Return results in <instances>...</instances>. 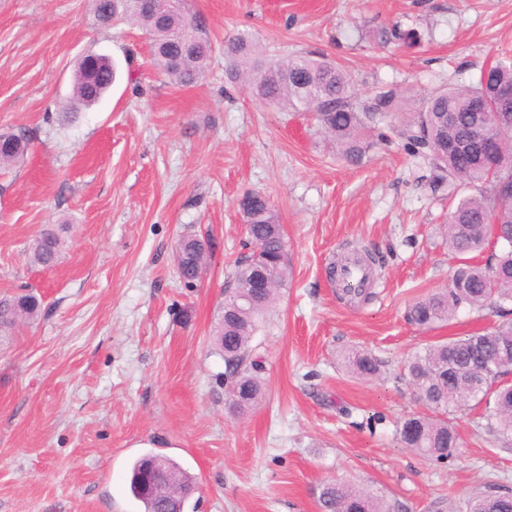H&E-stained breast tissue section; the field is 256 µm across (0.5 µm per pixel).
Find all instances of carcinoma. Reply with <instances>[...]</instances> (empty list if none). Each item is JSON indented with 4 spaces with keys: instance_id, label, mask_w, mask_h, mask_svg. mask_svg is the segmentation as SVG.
I'll return each instance as SVG.
<instances>
[{
    "instance_id": "cac0c4a2",
    "label": "carcinoma",
    "mask_w": 512,
    "mask_h": 512,
    "mask_svg": "<svg viewBox=\"0 0 512 512\" xmlns=\"http://www.w3.org/2000/svg\"><path fill=\"white\" fill-rule=\"evenodd\" d=\"M96 20L108 24L125 17L133 19L152 40L153 63L177 85L201 78L212 52L203 22L190 14L183 0H156L155 10L144 14L139 0H96ZM401 41L409 47L419 42L418 33L383 30L380 40ZM226 70L230 81H243L261 104L280 112H309L320 133L347 162L362 163L372 147L368 122L385 116L393 108L395 93L384 92L372 105L358 107L348 74L323 55H300L278 61L264 54L262 46L247 33L224 41ZM113 75L104 66L80 61L75 72L74 93L69 112L98 102L112 87ZM512 85V60L499 61L480 73L468 86H453L428 97L414 118L401 126L408 147L430 164L433 181L448 184V192L460 186L474 189L461 197L448 213L444 226L448 251L463 256L493 248L483 266L464 263L455 271L448 287L414 302L407 319L422 328L451 320L462 307L483 310L491 305L497 312L512 304V166L490 167L476 144L496 140L501 150L512 152V112L495 100V88ZM478 97L486 100L482 113L474 111ZM25 131L0 135V167L11 165L24 153ZM243 218L250 225L255 251L240 258L233 288L224 299V309L213 329V343L224 358L230 406L239 414L252 409L261 398L260 361L251 357V342L264 327L266 316L281 290L288 287L291 269L288 252L280 247L282 224L276 209L260 193H249ZM62 241L54 229H46L31 248L29 260L51 267L58 260ZM197 236H188L177 251L181 276L189 280L202 271L206 253ZM261 278L266 287L255 288ZM39 302L24 294L0 301V327H11L20 318L37 314ZM480 353L488 361L484 372L473 374L462 367ZM345 370L359 378L380 373L378 359L354 347L340 355ZM512 372V323L492 327L460 341L431 344L409 359L407 376L419 399L442 418L416 416L397 429L406 448L430 458L444 460L458 446V437L443 416L472 405L489 409L488 428L498 436L512 437V383L504 376ZM159 458L148 454L132 468L130 492L144 512H183L185 500L168 502L143 486L145 465ZM160 467L172 488L179 489L194 479L173 459L162 457ZM320 512H398L384 498L334 480L319 487ZM467 512H512V499L489 501L480 496L468 500Z\"/></svg>"
}]
</instances>
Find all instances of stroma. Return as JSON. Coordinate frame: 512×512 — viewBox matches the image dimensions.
<instances>
[{"instance_id":"stroma-1","label":"stroma","mask_w":512,"mask_h":512,"mask_svg":"<svg viewBox=\"0 0 512 512\" xmlns=\"http://www.w3.org/2000/svg\"><path fill=\"white\" fill-rule=\"evenodd\" d=\"M212 42L205 77L180 86L157 70L136 24L102 26L94 0H0V133L29 145L0 169V300L32 293L38 316L0 331V512H143L128 492L136 459L177 460L197 490L185 512H318L338 480L400 512H467L493 484L512 490V440L484 408L449 416L446 462L401 445L422 413L408 355L464 339L512 314L460 309L429 329L408 307L445 288L458 264L441 227L447 188L394 126L377 124L363 164L336 156L301 112H278L225 75L224 41L243 32L268 54L326 55L357 102L394 90L395 121L431 94L512 58V0H187ZM418 44L382 43L385 28ZM119 69L96 105L64 118L87 51ZM265 195L291 261L253 341L262 399L228 406L212 330L247 236L238 202ZM67 225L54 267L29 250ZM209 241L202 278L180 276L175 249ZM380 257L369 300L339 299L327 277L349 252ZM381 362L373 379L341 368L346 347Z\"/></svg>"}]
</instances>
